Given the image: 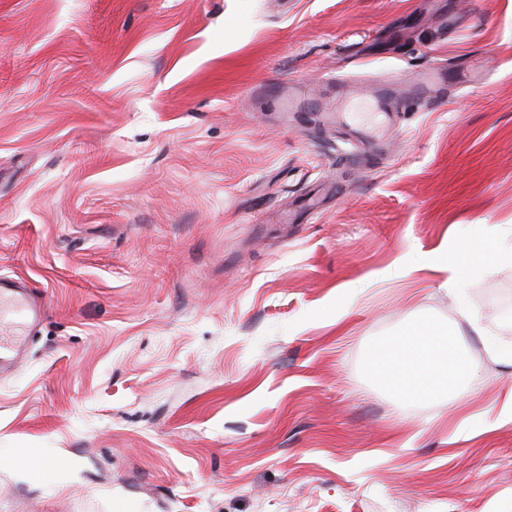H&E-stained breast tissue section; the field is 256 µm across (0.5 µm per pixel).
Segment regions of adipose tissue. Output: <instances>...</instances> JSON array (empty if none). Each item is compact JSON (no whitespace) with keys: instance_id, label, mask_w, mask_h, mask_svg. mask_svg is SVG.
I'll return each mask as SVG.
<instances>
[{"instance_id":"ef3b65f1","label":"adipose tissue","mask_w":512,"mask_h":512,"mask_svg":"<svg viewBox=\"0 0 512 512\" xmlns=\"http://www.w3.org/2000/svg\"><path fill=\"white\" fill-rule=\"evenodd\" d=\"M368 366L394 391L415 397L451 394L469 379L456 337L431 325L384 341Z\"/></svg>"}]
</instances>
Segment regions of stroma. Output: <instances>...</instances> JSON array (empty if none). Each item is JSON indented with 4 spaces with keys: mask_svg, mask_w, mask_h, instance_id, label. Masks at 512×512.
I'll return each instance as SVG.
<instances>
[{
    "mask_svg": "<svg viewBox=\"0 0 512 512\" xmlns=\"http://www.w3.org/2000/svg\"><path fill=\"white\" fill-rule=\"evenodd\" d=\"M510 251L512 0H0V512H512ZM427 323L454 399L368 371Z\"/></svg>",
    "mask_w": 512,
    "mask_h": 512,
    "instance_id": "1",
    "label": "stroma"
}]
</instances>
